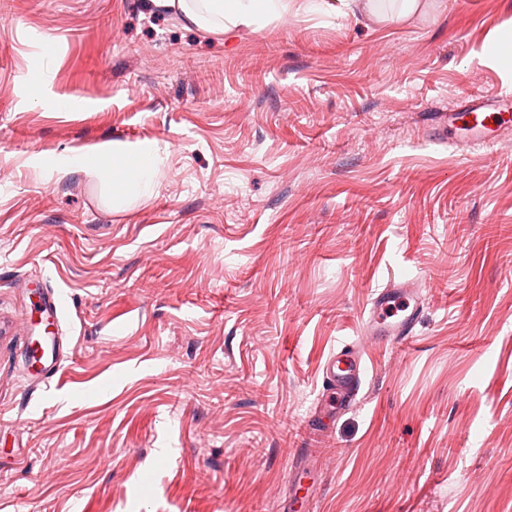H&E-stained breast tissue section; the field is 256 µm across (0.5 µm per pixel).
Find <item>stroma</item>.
Instances as JSON below:
<instances>
[{
    "label": "stroma",
    "instance_id": "1",
    "mask_svg": "<svg viewBox=\"0 0 512 512\" xmlns=\"http://www.w3.org/2000/svg\"><path fill=\"white\" fill-rule=\"evenodd\" d=\"M206 33L148 0H0V512H512V0ZM53 64L45 97L30 79ZM159 141L147 201L30 157ZM413 281V338L326 359ZM62 303L42 311L46 293ZM61 337L60 370L42 378ZM511 108L512 92L508 90L495 95H470L458 104L459 112H448V119L443 115L444 124L452 128L459 120L460 128L470 136V144L490 147L500 130L512 126ZM323 371L327 385L336 390L338 401L349 406L355 400L365 375L360 352L342 348L326 360Z\"/></svg>",
    "mask_w": 512,
    "mask_h": 512
}]
</instances>
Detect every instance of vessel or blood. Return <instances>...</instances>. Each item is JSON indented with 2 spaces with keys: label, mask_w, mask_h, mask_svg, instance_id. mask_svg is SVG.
I'll use <instances>...</instances> for the list:
<instances>
[{
  "label": "vessel or blood",
  "mask_w": 512,
  "mask_h": 512,
  "mask_svg": "<svg viewBox=\"0 0 512 512\" xmlns=\"http://www.w3.org/2000/svg\"><path fill=\"white\" fill-rule=\"evenodd\" d=\"M444 124L450 128L462 126L471 144L492 146L500 130L512 127V92L469 96L458 104L455 112L449 113ZM422 310L423 298L412 283L392 280L372 292L363 329L368 340L399 343L412 335ZM323 371L339 402L350 405L365 375L360 352L341 349L326 360Z\"/></svg>",
  "instance_id": "b4317fda"
}]
</instances>
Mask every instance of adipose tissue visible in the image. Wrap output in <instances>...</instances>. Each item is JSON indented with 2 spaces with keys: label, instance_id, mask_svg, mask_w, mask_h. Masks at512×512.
<instances>
[{
  "label": "adipose tissue",
  "instance_id": "obj_1",
  "mask_svg": "<svg viewBox=\"0 0 512 512\" xmlns=\"http://www.w3.org/2000/svg\"><path fill=\"white\" fill-rule=\"evenodd\" d=\"M153 7L181 14L206 32L257 33L268 24L287 18L316 14L337 15L375 24L408 23L425 15L428 0H400L395 9H386L384 0H150ZM167 157V149L156 141L133 145L106 142L74 150L54 164L35 157L31 166L51 175L67 176L76 171L93 173L111 188L116 199L128 196L151 198L158 187L157 177Z\"/></svg>",
  "mask_w": 512,
  "mask_h": 512
}]
</instances>
